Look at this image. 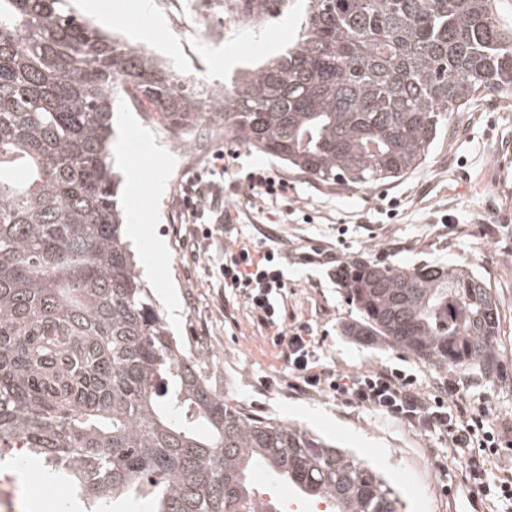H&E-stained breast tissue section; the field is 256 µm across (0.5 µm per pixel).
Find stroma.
Segmentation results:
<instances>
[{"mask_svg":"<svg viewBox=\"0 0 512 512\" xmlns=\"http://www.w3.org/2000/svg\"><path fill=\"white\" fill-rule=\"evenodd\" d=\"M111 34L157 56L187 82L231 86L242 69L282 53L300 29L304 0H276L259 21L244 0H104ZM112 152L125 159L120 204L131 224L153 229V241L135 243L144 279L171 334L208 357L227 405L281 420L332 440L374 465L402 494L405 512H485L473 502L454 457L437 436L421 433L375 412L355 409L325 394L299 393L288 385L272 329L213 275L225 240L216 230L210 258L192 256L179 241L188 233L180 185L217 151L225 182L266 166L288 179L287 198L274 213L226 196L237 211L240 244L260 234L288 249L284 303L289 322L306 321L320 364L346 373L402 368L427 392L460 376L385 344L345 335L358 312L344 297L332 267L302 263L296 247L320 245L337 264L362 256L378 262L470 264L491 286L500 330L492 375L466 372L467 396L484 401L491 424L512 428V102L488 100L451 118L420 169L383 186L345 190L289 171L280 160L215 133L190 159L179 158L158 125L138 108L119 104L113 113ZM272 380L263 386L262 377Z\"/></svg>","mask_w":512,"mask_h":512,"instance_id":"obj_1","label":"stroma"}]
</instances>
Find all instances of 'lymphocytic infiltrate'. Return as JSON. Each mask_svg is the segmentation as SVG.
Instances as JSON below:
<instances>
[{
	"label": "lymphocytic infiltrate",
	"instance_id": "f902f5d3",
	"mask_svg": "<svg viewBox=\"0 0 512 512\" xmlns=\"http://www.w3.org/2000/svg\"><path fill=\"white\" fill-rule=\"evenodd\" d=\"M221 170V165H212L205 174L189 178L183 188L185 215L191 225L189 241L198 257L207 255L214 234L211 225L202 223L203 213L224 211V186L215 178ZM243 183V196L257 209L277 203L288 193L287 181L265 167L248 172ZM287 265L288 255L278 246L257 250L229 242L217 278L272 327L271 343L282 349L294 386L438 435L453 448L473 496L493 494L503 506L512 507V476L495 474L491 466L508 438L488 429V409L472 408L464 382L451 379L427 395L418 389L414 375L399 368L348 374L320 366L309 324L286 323L283 315Z\"/></svg>",
	"mask_w": 512,
	"mask_h": 512
}]
</instances>
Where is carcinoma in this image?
<instances>
[{"instance_id": "1", "label": "carcinoma", "mask_w": 512, "mask_h": 512, "mask_svg": "<svg viewBox=\"0 0 512 512\" xmlns=\"http://www.w3.org/2000/svg\"><path fill=\"white\" fill-rule=\"evenodd\" d=\"M0 0V445L31 449L114 512H280L260 465L334 512H399L354 453L224 403L202 354L173 341L121 233L111 161L117 102L224 137L347 189L425 162L450 116L512 101V21L497 0H308L283 54L229 89L185 82L65 9ZM340 282L371 336L438 368L494 367L499 310L463 265L347 261Z\"/></svg>"}]
</instances>
